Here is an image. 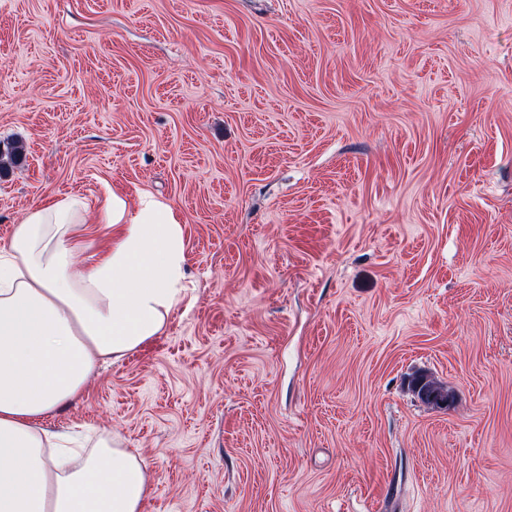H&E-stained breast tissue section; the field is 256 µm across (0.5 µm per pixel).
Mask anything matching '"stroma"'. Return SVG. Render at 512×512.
Wrapping results in <instances>:
<instances>
[{
    "mask_svg": "<svg viewBox=\"0 0 512 512\" xmlns=\"http://www.w3.org/2000/svg\"><path fill=\"white\" fill-rule=\"evenodd\" d=\"M13 142L0 249L66 194L184 227L166 331L47 423L144 512H512V0H0ZM414 382L413 389L425 404L443 408L441 404L446 402L448 407V399L451 394L446 386L424 375L415 378Z\"/></svg>",
    "mask_w": 512,
    "mask_h": 512,
    "instance_id": "1",
    "label": "stroma"
}]
</instances>
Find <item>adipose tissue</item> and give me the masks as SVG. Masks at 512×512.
Masks as SVG:
<instances>
[{
	"mask_svg": "<svg viewBox=\"0 0 512 512\" xmlns=\"http://www.w3.org/2000/svg\"><path fill=\"white\" fill-rule=\"evenodd\" d=\"M95 208L111 238L86 264L74 227ZM186 265L183 225L150 193L25 211L0 251V512H143L152 477L137 455L108 434L71 447L46 421L98 367L164 333L187 296Z\"/></svg>",
	"mask_w": 512,
	"mask_h": 512,
	"instance_id": "adipose-tissue-1",
	"label": "adipose tissue"
}]
</instances>
